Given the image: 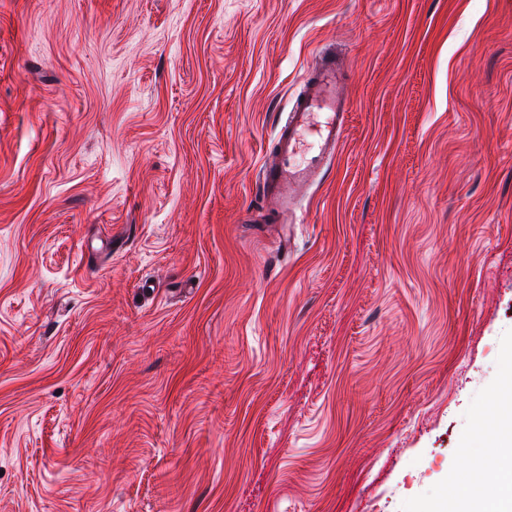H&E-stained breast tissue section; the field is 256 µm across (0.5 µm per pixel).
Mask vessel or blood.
Masks as SVG:
<instances>
[{
    "label": "vessel or blood",
    "instance_id": "obj_1",
    "mask_svg": "<svg viewBox=\"0 0 512 512\" xmlns=\"http://www.w3.org/2000/svg\"><path fill=\"white\" fill-rule=\"evenodd\" d=\"M342 69L335 52H321L279 124L275 144L261 163L266 213L295 214L301 201L312 199L334 163L351 110L340 78Z\"/></svg>",
    "mask_w": 512,
    "mask_h": 512
}]
</instances>
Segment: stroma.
<instances>
[{"label": "stroma", "mask_w": 512, "mask_h": 512, "mask_svg": "<svg viewBox=\"0 0 512 512\" xmlns=\"http://www.w3.org/2000/svg\"><path fill=\"white\" fill-rule=\"evenodd\" d=\"M511 380L512 0H0V512H423ZM342 69L335 52H321L279 124L274 147L261 163L267 214L296 217L298 204L312 199L335 162L351 110L340 78Z\"/></svg>", "instance_id": "obj_1"}]
</instances>
